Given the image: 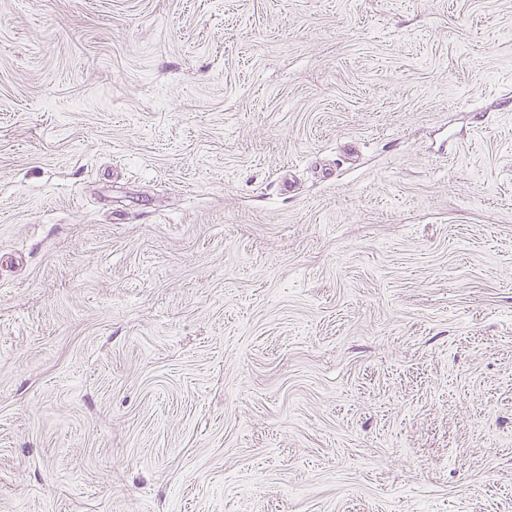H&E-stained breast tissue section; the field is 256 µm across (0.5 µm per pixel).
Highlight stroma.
<instances>
[{"label": "stroma", "mask_w": 512, "mask_h": 512, "mask_svg": "<svg viewBox=\"0 0 512 512\" xmlns=\"http://www.w3.org/2000/svg\"><path fill=\"white\" fill-rule=\"evenodd\" d=\"M0 512H512V0H0Z\"/></svg>", "instance_id": "obj_1"}]
</instances>
